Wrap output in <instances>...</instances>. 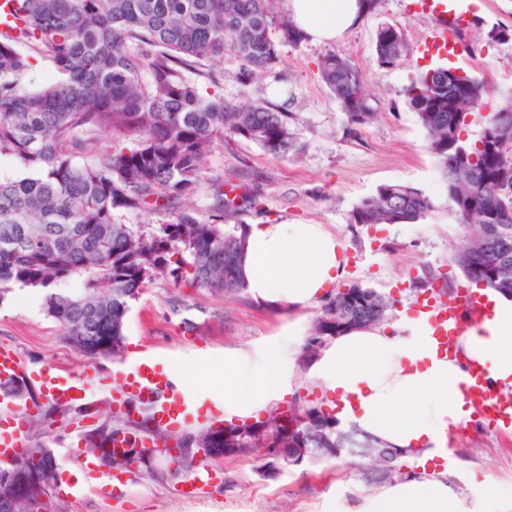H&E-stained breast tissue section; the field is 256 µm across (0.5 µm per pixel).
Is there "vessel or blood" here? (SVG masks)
<instances>
[{"label": "vessel or blood", "instance_id": "b4317fda", "mask_svg": "<svg viewBox=\"0 0 512 512\" xmlns=\"http://www.w3.org/2000/svg\"><path fill=\"white\" fill-rule=\"evenodd\" d=\"M412 14L434 17L435 29L422 45L423 52L443 54L448 49L453 30L462 27L467 14L453 0H409ZM482 294L475 288L461 289L454 303L442 302L435 294H424L415 301L424 315L438 357H447L457 336L475 325L478 311L484 308ZM0 383H16L37 387L40 396L48 399L59 411H67L85 398L88 384H96L106 403L127 420L148 412L155 430L144 436L154 448H167L188 424L217 426L223 409L201 400L191 391L179 388L171 368L161 366L153 358V346L144 343L139 356L124 367L118 380L95 377L61 366L27 364L14 349H0ZM465 391L477 413L487 420L512 428V396L492 391L485 370L477 364L467 369ZM34 404H18L0 398V460H18L29 444L27 421Z\"/></svg>", "mask_w": 512, "mask_h": 512}]
</instances>
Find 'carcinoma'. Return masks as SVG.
Wrapping results in <instances>:
<instances>
[{
    "instance_id": "1",
    "label": "carcinoma",
    "mask_w": 512,
    "mask_h": 512,
    "mask_svg": "<svg viewBox=\"0 0 512 512\" xmlns=\"http://www.w3.org/2000/svg\"><path fill=\"white\" fill-rule=\"evenodd\" d=\"M276 0H19L20 24L0 34V159L16 162L24 176H0V302L14 287L45 290L42 309L60 324L68 344L94 359L120 352L130 302L159 274L193 288L224 293L245 290L242 254L246 225L203 221L178 209L206 172L216 139L230 134L273 155H288L293 132L288 113L262 103L236 105L205 97L194 73L211 77L233 54L240 76L250 78L280 62L282 43L297 45L301 31ZM382 66L406 55L403 31L394 25L376 35ZM46 58L56 77L27 79L30 53ZM319 76L351 125L377 119L358 69L329 52ZM487 81L474 74L448 86V68L419 72L407 90L408 105L427 131L429 148L447 189V205L461 226L455 264L469 284L512 296V103L486 117L480 138L466 144L460 129L480 110ZM127 140L134 145H124ZM256 204L232 184L214 207L227 217ZM434 205L420 190L388 183L361 199L351 223L416 224ZM178 210L170 224H127L122 213ZM76 284L72 290L69 285ZM387 297L370 288L359 302L336 294L316 316L311 335L324 340L382 323ZM295 443L322 457L320 437L336 441V421L301 420ZM199 432L196 440L224 456L226 448H261L249 435L278 437L277 412L267 420ZM371 441L370 458L382 477L403 467L386 445ZM0 483V501L14 512H33L53 483L50 448L35 443Z\"/></svg>"
}]
</instances>
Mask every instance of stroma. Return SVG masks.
I'll return each mask as SVG.
<instances>
[{"label":"stroma","instance_id":"1","mask_svg":"<svg viewBox=\"0 0 512 512\" xmlns=\"http://www.w3.org/2000/svg\"><path fill=\"white\" fill-rule=\"evenodd\" d=\"M483 3V12L469 18L474 51L453 61L461 70L485 77L491 89L486 111L468 117L463 132L468 143L480 137L487 110L512 98V41L490 43L484 37L498 25L512 28V0ZM404 4L405 0H377L375 8L337 41L282 45L280 63L252 80H241L240 64L230 54L224 57L222 73L211 80L198 78L203 94L223 96L229 103L262 102L288 113L296 150L278 157L255 142L225 136L215 145L205 177L190 199L200 219H211L217 184L224 180L260 197L259 206L242 211L236 223L324 225L345 245V273L338 288L358 284L393 296L386 318L390 324L400 314H411L421 293L419 284L429 273L440 274L450 288L462 282L453 263L461 229L446 205V188L426 132L405 93L418 70L439 64L437 56L419 50L435 21L406 15ZM388 24L403 30L408 55L398 65L383 67L375 41L378 30ZM329 52L345 55L359 69L378 112L374 123L349 124L321 81L318 62ZM387 183L418 188L431 198L433 210L418 224L352 223L355 204ZM41 302L40 291L25 288L0 303V347L16 349L29 363L113 374L149 339L161 363L194 370L188 388L200 395L212 391L208 359L223 358L228 350L253 354L260 343L291 323L310 330L319 312L315 306L285 304L273 309L245 291L209 292L160 276L130 304L122 353L90 360L66 342L62 327L44 314ZM101 398L100 391H92L87 407L58 413L40 401L34 387H27L22 396L23 401L40 403L33 419L40 425L39 442L54 453L61 512H356L365 497L381 489L367 481L374 469L367 458L350 465L323 457L266 478L251 451L215 460L221 471L218 481L203 485L191 501L182 494L185 482L194 476L190 470L174 475L161 468L151 476L137 472L106 486L98 479L97 462L86 453L83 439L104 427H124L125 422ZM447 446L478 478L473 484L457 477L464 499L512 485L511 430L474 422L467 430L449 434Z\"/></svg>","mask_w":512,"mask_h":512}]
</instances>
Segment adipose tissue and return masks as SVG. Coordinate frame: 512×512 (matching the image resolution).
I'll return each mask as SVG.
<instances>
[{"mask_svg": "<svg viewBox=\"0 0 512 512\" xmlns=\"http://www.w3.org/2000/svg\"><path fill=\"white\" fill-rule=\"evenodd\" d=\"M303 35L333 41L362 14L359 0H289ZM344 244L319 224H252L243 275L248 291L271 305L311 306L343 273ZM490 313L457 337L451 357L437 359L428 327L400 317L394 333L358 329L333 338L308 362V376L330 396L339 426L357 428L404 453L421 468L443 455L447 426L473 414L463 391L466 367L481 363L492 388L512 391V297L486 291ZM303 330L291 324L253 356L224 354V415L248 417L293 392ZM359 512H473L448 481L425 474L368 498Z\"/></svg>", "mask_w": 512, "mask_h": 512, "instance_id": "1", "label": "adipose tissue"}]
</instances>
